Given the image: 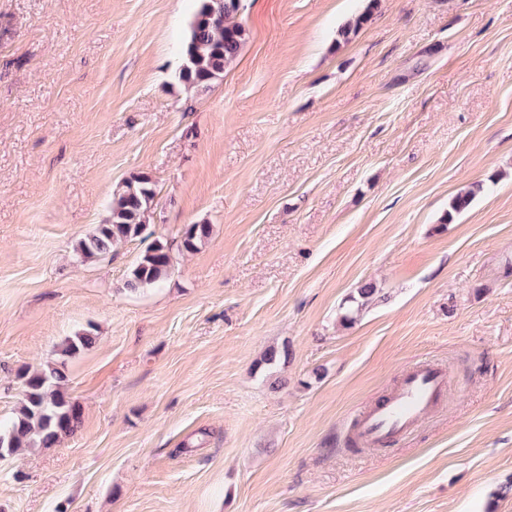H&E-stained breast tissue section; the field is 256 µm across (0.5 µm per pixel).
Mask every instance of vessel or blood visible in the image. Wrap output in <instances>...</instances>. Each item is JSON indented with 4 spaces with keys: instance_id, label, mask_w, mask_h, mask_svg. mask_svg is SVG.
<instances>
[{
    "instance_id": "b4317fda",
    "label": "vessel or blood",
    "mask_w": 512,
    "mask_h": 512,
    "mask_svg": "<svg viewBox=\"0 0 512 512\" xmlns=\"http://www.w3.org/2000/svg\"><path fill=\"white\" fill-rule=\"evenodd\" d=\"M445 387V373L434 364L418 362L404 368L389 396L355 414L356 442L371 448L390 446L434 410Z\"/></svg>"
}]
</instances>
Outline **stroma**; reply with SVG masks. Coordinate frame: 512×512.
Listing matches in <instances>:
<instances>
[{
    "instance_id": "stroma-1",
    "label": "stroma",
    "mask_w": 512,
    "mask_h": 512,
    "mask_svg": "<svg viewBox=\"0 0 512 512\" xmlns=\"http://www.w3.org/2000/svg\"><path fill=\"white\" fill-rule=\"evenodd\" d=\"M367 4L243 0L204 90L176 78L197 0H0V420L95 336L80 427L0 459V512H512V0H380L342 36ZM140 174L176 254L133 293L147 241L74 246ZM365 281L385 300L343 322ZM421 359L443 404L352 447ZM211 233V224L185 225L181 236V248L186 252L197 250Z\"/></svg>"
}]
</instances>
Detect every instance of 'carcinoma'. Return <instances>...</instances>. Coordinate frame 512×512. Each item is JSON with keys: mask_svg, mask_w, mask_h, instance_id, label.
Returning a JSON list of instances; mask_svg holds the SVG:
<instances>
[{"mask_svg": "<svg viewBox=\"0 0 512 512\" xmlns=\"http://www.w3.org/2000/svg\"><path fill=\"white\" fill-rule=\"evenodd\" d=\"M378 0H369L363 13L342 30V36L357 31L367 23ZM213 0H198L190 24V34L183 46V65L178 80L190 88H208L224 77V69L238 56L246 41V29L237 21L242 0H224V12L213 13ZM151 178L140 175L124 183L112 198L110 215L105 223L78 240L75 251L85 261L98 259L112 251L120 242L142 237L147 229L149 213L156 197ZM475 189L458 193L450 203V223L454 216L466 211L475 197ZM211 233L209 224H187L181 236V248L197 250ZM173 269L168 243L157 239L139 257L124 283L125 288L139 290L166 280ZM380 298L372 282L363 284L349 298L343 320L352 322L354 314ZM95 342L90 331L66 338L56 350L55 362L35 372L21 375L23 397L10 422L0 426V457L16 454L22 448H50L63 436L73 433L81 422L80 406L64 389L67 362Z\"/></svg>", "mask_w": 512, "mask_h": 512, "instance_id": "carcinoma-1", "label": "carcinoma"}]
</instances>
